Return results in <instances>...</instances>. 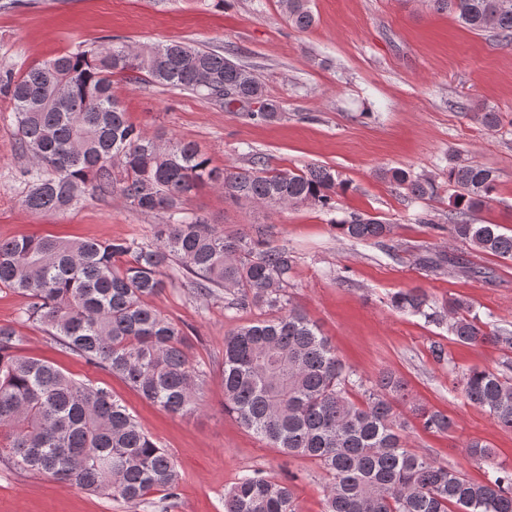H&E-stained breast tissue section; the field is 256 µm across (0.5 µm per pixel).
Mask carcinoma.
Instances as JSON below:
<instances>
[{
  "instance_id": "carcinoma-1",
  "label": "carcinoma",
  "mask_w": 512,
  "mask_h": 512,
  "mask_svg": "<svg viewBox=\"0 0 512 512\" xmlns=\"http://www.w3.org/2000/svg\"><path fill=\"white\" fill-rule=\"evenodd\" d=\"M452 10L467 27L492 29L512 44V0H430ZM292 25L314 23L309 0H281ZM189 91L223 107L224 89L243 103L261 102L253 121L283 112L265 95L253 69L217 50L185 42L132 46L107 38L28 66L4 82L17 126L30 211H63L84 195L119 194L141 212L162 211L153 240H65L20 236L0 240V288L26 299L21 318L44 326L64 349L121 378L171 414L201 405L207 373L188 356L186 333L148 299L165 288L178 260L200 296L222 288L228 308H256L260 317L224 336V409L261 440L290 456L313 461L326 476L323 512H512V467L492 465L481 481L408 448L410 419L431 434L454 426L448 414L408 403L406 381L391 369L364 380L336 354L318 325L288 296L295 263L271 245L267 229L226 235L187 211L200 187L224 200L267 208L310 205L336 209L348 184L324 165L302 170L269 166L252 155L246 167L211 165L192 142L162 141L130 122L112 93V78ZM396 189L417 199L433 193L428 181L403 169L388 171ZM457 188L448 234L476 250L512 260V235L496 224L473 222L492 198L494 171L479 164L448 166ZM342 236L380 243L391 225L359 212L334 220ZM402 312L448 320L453 341L492 344L512 354V331L480 319L471 302L450 298L436 307L417 288L392 296ZM22 336L0 325V453L14 465L58 482L136 507L153 493L179 486L172 455L160 447L112 393L77 380L52 361L21 354ZM463 399L512 430V376L473 368L458 383ZM469 455L495 452L472 439ZM224 512H301L289 483L244 473L224 494Z\"/></svg>"
}]
</instances>
